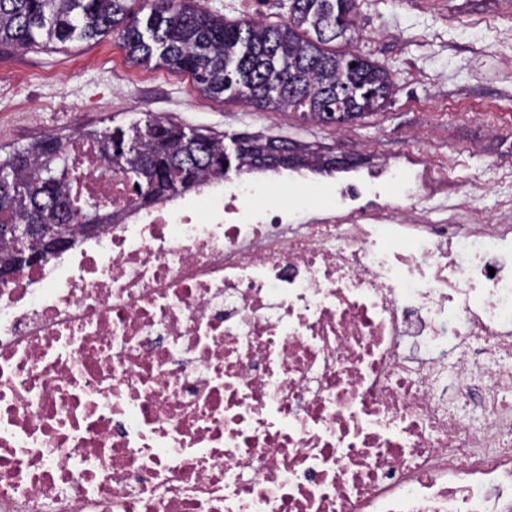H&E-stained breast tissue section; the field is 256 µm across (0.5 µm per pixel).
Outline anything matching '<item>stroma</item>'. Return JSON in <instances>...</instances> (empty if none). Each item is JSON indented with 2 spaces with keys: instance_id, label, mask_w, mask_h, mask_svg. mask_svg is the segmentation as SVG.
<instances>
[{
  "instance_id": "1",
  "label": "stroma",
  "mask_w": 512,
  "mask_h": 512,
  "mask_svg": "<svg viewBox=\"0 0 512 512\" xmlns=\"http://www.w3.org/2000/svg\"><path fill=\"white\" fill-rule=\"evenodd\" d=\"M229 19L288 17V0H204ZM353 49L387 68V107L336 127L201 95L189 77L135 67L118 36L15 52L0 48V147L49 134L124 126L145 115L232 140L265 132L336 153L362 167L409 160L442 168L432 189L449 197L476 180L478 204L496 223L512 196V0H357Z\"/></svg>"
}]
</instances>
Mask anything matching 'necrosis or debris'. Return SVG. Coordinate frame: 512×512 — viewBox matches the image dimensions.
<instances>
[{
  "label": "necrosis or debris",
  "instance_id": "4bbe7bcc",
  "mask_svg": "<svg viewBox=\"0 0 512 512\" xmlns=\"http://www.w3.org/2000/svg\"><path fill=\"white\" fill-rule=\"evenodd\" d=\"M0 281V512H512V224L241 170Z\"/></svg>",
  "mask_w": 512,
  "mask_h": 512
}]
</instances>
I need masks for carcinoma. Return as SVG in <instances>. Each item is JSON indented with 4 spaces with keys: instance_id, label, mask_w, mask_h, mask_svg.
<instances>
[{
    "instance_id": "1",
    "label": "carcinoma",
    "mask_w": 512,
    "mask_h": 512,
    "mask_svg": "<svg viewBox=\"0 0 512 512\" xmlns=\"http://www.w3.org/2000/svg\"><path fill=\"white\" fill-rule=\"evenodd\" d=\"M357 32L356 0H289L288 19L228 21L200 0H0V47L25 51L37 45L89 41L117 34L134 66L154 64L190 76L204 96H223L304 121L342 126L383 110L395 93L388 70L369 57L343 50ZM102 145L108 169L134 177L143 203L179 194L178 185H198L224 176V139L197 128L146 117L127 126L79 131ZM73 136L43 137L1 161V224L65 226L70 244L81 225L97 217L90 203L65 208L69 181L62 158ZM293 147L301 165L325 155L301 143L264 138L243 148L236 163L255 166L259 153ZM45 263L59 252L44 240L24 244L0 238V277L9 273L18 248Z\"/></svg>"
}]
</instances>
